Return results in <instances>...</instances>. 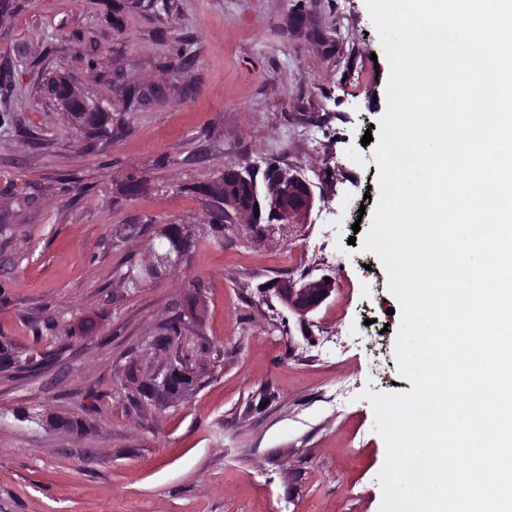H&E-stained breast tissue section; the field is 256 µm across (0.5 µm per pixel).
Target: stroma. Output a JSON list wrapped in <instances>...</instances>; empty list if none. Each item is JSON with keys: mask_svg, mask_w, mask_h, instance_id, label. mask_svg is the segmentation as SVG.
Wrapping results in <instances>:
<instances>
[{"mask_svg": "<svg viewBox=\"0 0 512 512\" xmlns=\"http://www.w3.org/2000/svg\"><path fill=\"white\" fill-rule=\"evenodd\" d=\"M191 42V68L165 66ZM27 46L18 66L12 51ZM102 59L98 70L89 56ZM18 124L0 130V342L52 360L0 372V512H380L386 446L367 392H408L395 344L399 303L380 257L350 244L377 204L374 144L390 64L365 0H21L0 24ZM62 72L112 100L125 133L92 149L42 97ZM159 82L134 111L124 80ZM275 163L320 201L307 223L228 224L180 266L113 291L116 267L159 225L202 217L183 185L228 166ZM148 190L122 197L129 173ZM331 277V297L299 322L261 287ZM207 283L196 328L218 351L202 387L136 407L125 366ZM92 332L62 340L44 317ZM81 417L82 433L37 420Z\"/></svg>", "mask_w": 512, "mask_h": 512, "instance_id": "1", "label": "stroma"}]
</instances>
